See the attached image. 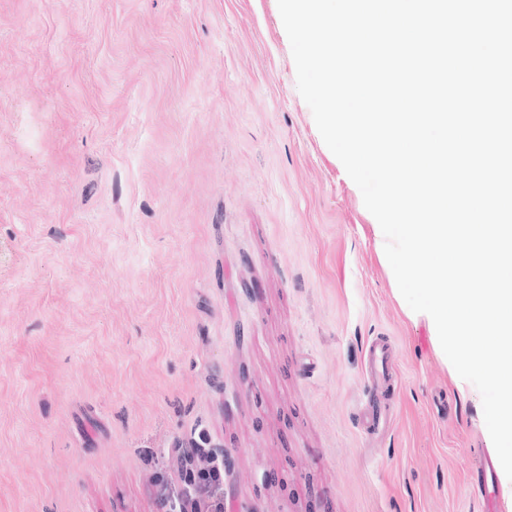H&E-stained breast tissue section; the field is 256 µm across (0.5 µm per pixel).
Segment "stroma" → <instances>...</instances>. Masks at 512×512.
<instances>
[{
	"label": "stroma",
	"instance_id": "stroma-1",
	"mask_svg": "<svg viewBox=\"0 0 512 512\" xmlns=\"http://www.w3.org/2000/svg\"><path fill=\"white\" fill-rule=\"evenodd\" d=\"M410 313L277 0H0V512H162L192 444L224 512H481ZM392 369L393 362L388 342L382 338L372 340L365 350L366 383L371 387L367 398L376 396L390 383Z\"/></svg>",
	"mask_w": 512,
	"mask_h": 512
}]
</instances>
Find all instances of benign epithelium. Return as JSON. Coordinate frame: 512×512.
<instances>
[{
    "mask_svg": "<svg viewBox=\"0 0 512 512\" xmlns=\"http://www.w3.org/2000/svg\"><path fill=\"white\" fill-rule=\"evenodd\" d=\"M183 471V487L175 495H165L166 512H224V493L219 486L200 480L202 465L226 466L224 450H205L198 446L178 449Z\"/></svg>",
    "mask_w": 512,
    "mask_h": 512,
    "instance_id": "1",
    "label": "benign epithelium"
}]
</instances>
